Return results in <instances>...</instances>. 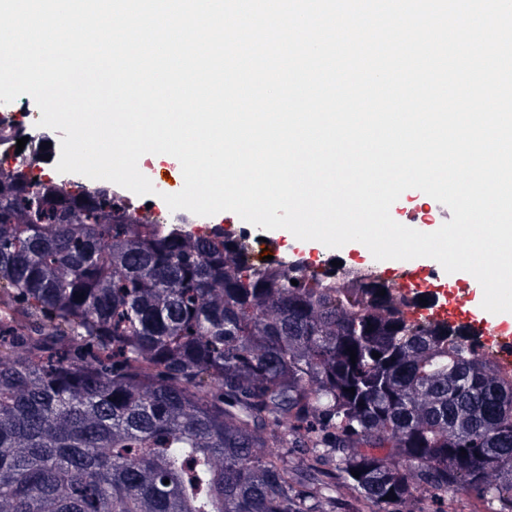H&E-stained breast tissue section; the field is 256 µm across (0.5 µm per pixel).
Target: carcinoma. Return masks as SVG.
<instances>
[{
	"label": "carcinoma",
	"mask_w": 512,
	"mask_h": 512,
	"mask_svg": "<svg viewBox=\"0 0 512 512\" xmlns=\"http://www.w3.org/2000/svg\"><path fill=\"white\" fill-rule=\"evenodd\" d=\"M115 208L0 171L9 512H409L421 488L512 512V371L476 330L416 324L421 294L359 267Z\"/></svg>",
	"instance_id": "obj_1"
}]
</instances>
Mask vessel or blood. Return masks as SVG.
Returning a JSON list of instances; mask_svg holds the SVG:
<instances>
[{"label": "vessel or blood", "instance_id": "vessel-or-blood-1", "mask_svg": "<svg viewBox=\"0 0 512 512\" xmlns=\"http://www.w3.org/2000/svg\"><path fill=\"white\" fill-rule=\"evenodd\" d=\"M387 274L402 291H425L440 296L441 301L433 311L435 318L471 325L487 346L500 353L502 365L512 367V315L485 311L474 289L467 287L449 294L447 283L427 282L425 269L411 260L396 261Z\"/></svg>", "mask_w": 512, "mask_h": 512}]
</instances>
